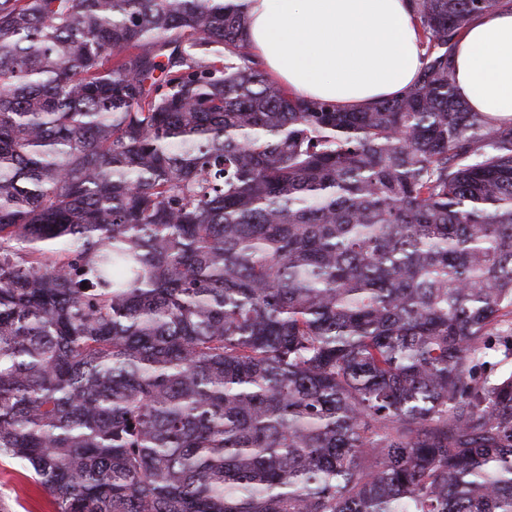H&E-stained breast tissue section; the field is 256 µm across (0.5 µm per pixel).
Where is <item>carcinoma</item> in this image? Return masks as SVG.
Here are the masks:
<instances>
[{
  "label": "carcinoma",
  "instance_id": "1",
  "mask_svg": "<svg viewBox=\"0 0 512 512\" xmlns=\"http://www.w3.org/2000/svg\"><path fill=\"white\" fill-rule=\"evenodd\" d=\"M345 112L249 0H0V457L55 512H512V123Z\"/></svg>",
  "mask_w": 512,
  "mask_h": 512
}]
</instances>
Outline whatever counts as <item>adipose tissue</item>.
Segmentation results:
<instances>
[{"label": "adipose tissue", "mask_w": 512, "mask_h": 512, "mask_svg": "<svg viewBox=\"0 0 512 512\" xmlns=\"http://www.w3.org/2000/svg\"><path fill=\"white\" fill-rule=\"evenodd\" d=\"M246 33L281 85L346 110L399 95L424 62L410 0H251ZM454 83L472 111L512 122V9L475 17L455 44Z\"/></svg>", "instance_id": "obj_1"}]
</instances>
